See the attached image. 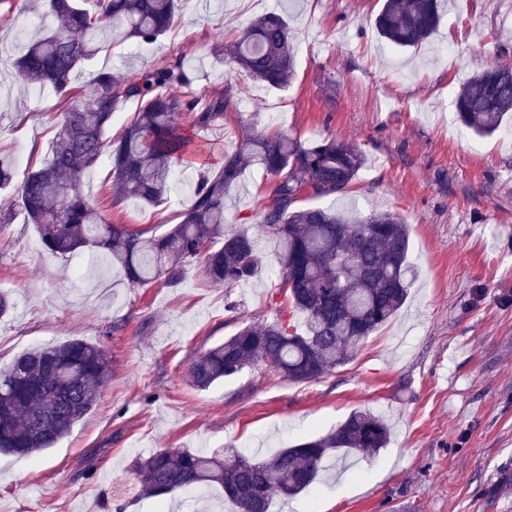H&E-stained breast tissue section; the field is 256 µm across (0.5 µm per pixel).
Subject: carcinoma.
I'll return each instance as SVG.
<instances>
[{
	"label": "carcinoma",
	"mask_w": 512,
	"mask_h": 512,
	"mask_svg": "<svg viewBox=\"0 0 512 512\" xmlns=\"http://www.w3.org/2000/svg\"><path fill=\"white\" fill-rule=\"evenodd\" d=\"M179 5L47 0L39 35L28 40L14 66L28 85L50 90L62 108L49 158L14 188L18 206L46 249L60 255L102 249L133 287L159 279L178 284L199 260L212 283L234 288L252 278L257 250L248 234L224 229L225 194L245 169L262 170L272 180V198L260 223L278 243L281 287L302 326L245 325L200 353L187 382L204 390L260 362L290 382L318 380L348 363L368 336L391 321L416 276L409 226L400 215L353 220L329 208L296 206L304 190L313 197L345 191L366 164L363 151L334 139L305 144L282 132L253 134L246 147L225 153L220 167L199 171L180 223L159 236L107 222L80 190L84 171L107 151L111 205L128 199L157 203L193 164L180 115L191 114L197 128L224 123V94L195 89L180 57L136 77L102 70L73 89L72 73L103 48L107 34L151 45L173 28ZM447 9L448 0H384L374 24L388 44L414 49L437 31ZM221 57L253 81L286 86L295 70L288 17L277 11L256 17ZM129 100L141 102L139 111L119 137L105 141L112 115ZM455 106L459 122L475 135L498 132L512 117V63L473 73L459 87ZM109 374L103 350L80 339L28 350L0 368V453L28 456L54 447L93 408ZM389 439L383 417L359 409L327 434L265 460L229 449L165 448L136 459L135 469L145 496L217 486L234 512H269L273 494L294 497L308 490L330 457L375 456Z\"/></svg>",
	"instance_id": "cac0c4a2"
}]
</instances>
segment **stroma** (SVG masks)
I'll return each instance as SVG.
<instances>
[{
	"mask_svg": "<svg viewBox=\"0 0 512 512\" xmlns=\"http://www.w3.org/2000/svg\"><path fill=\"white\" fill-rule=\"evenodd\" d=\"M286 10L298 37L295 75L275 89L242 82L217 56L254 15ZM380 0H184L176 26L138 49L116 41L82 64L74 86L102 69L127 77L182 57L199 88L224 94L222 125L197 129L196 164L220 166L247 134L287 132L312 144L350 143L366 167L345 192L302 198L352 217L392 211L410 228L417 279L396 317L347 365L293 383L256 366L206 390L186 370L205 349L249 323L289 320L275 238L254 215L270 181L248 169L226 197V228L257 241L258 270L235 288L213 285L202 265L177 285L130 287L106 253L48 251L15 210L0 225V366L35 347L79 338L104 350L111 375L91 411L54 448L0 454V512H224L220 488L166 501L140 493L132 464L162 448L233 447L262 459L336 428L366 409L390 427L387 448L326 473L271 512H512V139L475 137L455 94L485 66L512 62V0H451L439 29L416 51L381 42ZM38 20L37 0L0 5V158L15 181L43 163L55 130L51 91L28 88L14 61ZM458 53L440 57L442 41ZM108 159L81 190L112 223L160 234L192 195L179 187L155 205L110 204Z\"/></svg>",
	"mask_w": 512,
	"mask_h": 512,
	"instance_id": "obj_1",
	"label": "stroma"
}]
</instances>
